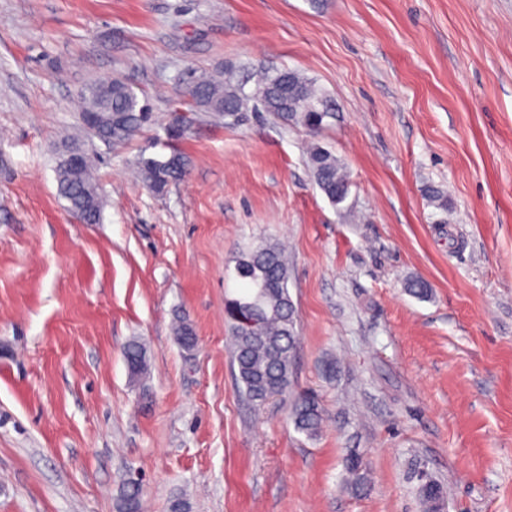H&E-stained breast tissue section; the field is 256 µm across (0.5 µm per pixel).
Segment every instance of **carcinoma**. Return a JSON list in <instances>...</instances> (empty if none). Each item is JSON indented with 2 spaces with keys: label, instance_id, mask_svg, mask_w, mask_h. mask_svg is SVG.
<instances>
[{
  "label": "carcinoma",
  "instance_id": "cac0c4a2",
  "mask_svg": "<svg viewBox=\"0 0 512 512\" xmlns=\"http://www.w3.org/2000/svg\"><path fill=\"white\" fill-rule=\"evenodd\" d=\"M289 79L294 89L290 101L276 92L279 78ZM251 93L226 75L206 72L191 73L189 97L199 112L226 116L230 113L268 112L304 125L315 132L323 126L329 108L328 100L315 84L295 71L270 73L257 71ZM81 130L89 136L87 116L91 115L101 137L120 146L132 139L151 120L147 104L140 103L134 89L125 81L112 79V102L105 107L98 101L94 86L87 85L79 95ZM74 138L66 155L69 161L56 165L58 193L68 208L83 221H94L100 214L99 192L93 178V156ZM312 176L326 197L334 204L343 203L349 194V177L341 160L319 144L308 148ZM189 159L172 147L170 153L141 158L137 174L151 190L163 193L181 181ZM233 274L240 283L238 295L227 301L225 312L231 331L235 378L240 389L257 406L288 393L292 362L298 344L297 311L288 291V262L282 247L261 241L240 250L234 257ZM181 346L191 351L196 337L191 326L181 321L175 328ZM130 371L136 375L146 367L142 345L131 341L124 349ZM290 418L297 432L308 438L317 436L322 428L323 408L319 399L308 393L294 398ZM419 495L427 512H440L444 489L429 478L419 481ZM141 485L127 483L123 487L121 512H140Z\"/></svg>",
  "mask_w": 512,
  "mask_h": 512
}]
</instances>
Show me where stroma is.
Wrapping results in <instances>:
<instances>
[{"label":"stroma","mask_w":512,"mask_h":512,"mask_svg":"<svg viewBox=\"0 0 512 512\" xmlns=\"http://www.w3.org/2000/svg\"><path fill=\"white\" fill-rule=\"evenodd\" d=\"M256 67L320 86L335 111L318 134L180 113L188 72ZM115 76L152 119L89 143L86 224L56 163L80 91ZM178 116L190 165L158 194L133 169ZM313 143L346 166L342 204ZM263 240L288 253L292 391L325 410L311 439L232 368V258ZM421 470L444 512H512V0H0V512H118L131 478L142 512H425ZM307 153L310 171L320 190L332 203H343L349 194L350 182L341 160L316 143ZM418 490L428 512L441 510L444 503V489L438 482L429 477L427 480H420Z\"/></svg>","instance_id":"stroma-1"}]
</instances>
